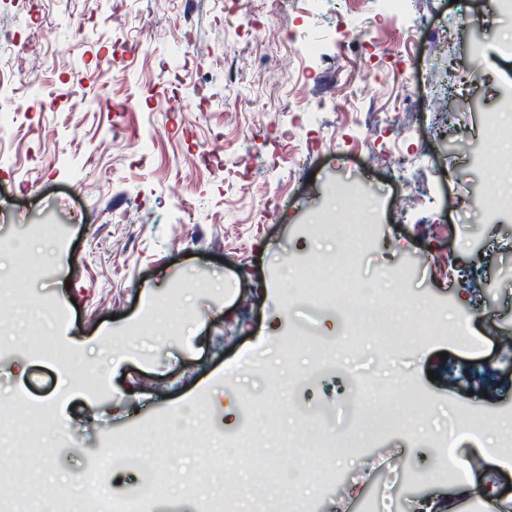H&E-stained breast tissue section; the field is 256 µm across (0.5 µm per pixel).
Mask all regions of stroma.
Segmentation results:
<instances>
[{
  "label": "stroma",
  "mask_w": 512,
  "mask_h": 512,
  "mask_svg": "<svg viewBox=\"0 0 512 512\" xmlns=\"http://www.w3.org/2000/svg\"><path fill=\"white\" fill-rule=\"evenodd\" d=\"M373 8L372 0H283L257 40L265 0H119L109 17L96 0H0V46L12 66L0 76V104L25 103L19 76L30 71L49 102L0 138V242H22L41 270L25 298L0 305V321L36 325L30 301L62 308L52 341L77 372L104 383L63 398L52 358L0 349V408L24 395L42 428L39 447L15 457L27 474V512H53L58 496H77L79 473L110 439L192 405L210 419L211 443L188 448L181 431L170 432L143 448L151 466L196 472L248 426L269 440L239 452L229 471L175 481L146 512H196L202 496L249 512L244 493L253 487L299 512H412L417 492L448 512H474L441 470L433 437L475 415L512 420V214L497 224L478 215L512 150L496 105L512 90V54L493 50L512 41V17L499 20L481 53L484 82L448 103L431 99L430 85L448 69L470 84L478 39L465 21L476 0H409L410 19L424 28L410 35L399 21L379 25L371 37L385 52L369 61L364 40L338 37ZM76 23L88 32L78 46ZM444 23L455 39L442 54L425 51ZM187 29L189 68L165 73ZM230 41L238 48L228 56ZM103 57L109 71L76 83ZM398 70L407 82L394 81ZM447 114L460 133L441 140ZM476 152L480 168L445 170L448 157ZM268 181L283 196L263 222ZM351 189L388 229L362 279L390 269L391 301L431 307L438 319L470 317L468 340L420 336L401 354L373 312L351 325L341 310L292 291L297 257L314 267L345 262L341 193ZM459 193L472 211L456 213ZM324 223L328 234L308 236L309 225ZM36 225L59 233L31 234ZM445 254L474 279L443 286L430 261ZM151 304L162 313L143 335ZM228 400L236 416H225ZM377 416L388 425L365 431ZM59 420L68 442L57 436ZM311 452L322 457L316 480L302 474ZM470 467L496 489L494 512H512V472L479 456Z\"/></svg>",
  "instance_id": "stroma-1"
}]
</instances>
